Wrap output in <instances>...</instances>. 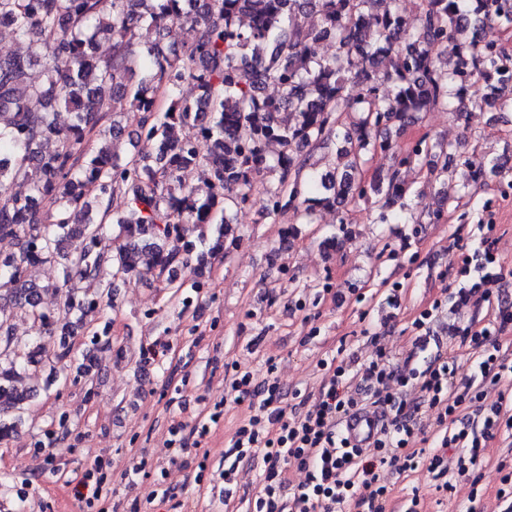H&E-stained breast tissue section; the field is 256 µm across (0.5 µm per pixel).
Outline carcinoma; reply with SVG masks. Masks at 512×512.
<instances>
[{
    "instance_id": "1",
    "label": "carcinoma",
    "mask_w": 512,
    "mask_h": 512,
    "mask_svg": "<svg viewBox=\"0 0 512 512\" xmlns=\"http://www.w3.org/2000/svg\"><path fill=\"white\" fill-rule=\"evenodd\" d=\"M420 6V23L408 32L397 0H0V18L35 44L26 58L0 53L1 444L15 437L34 397L17 386L20 376L71 358L86 314L113 298L118 283L163 277L182 288L186 273L224 251L231 212L250 201L255 176L279 171L268 212L301 199L308 219L315 205L364 195L358 166L369 149L392 147L391 126L438 107L462 118L476 78L492 91L512 84V51L496 36L512 27V0ZM159 17L191 25L193 40L143 38ZM328 39L336 55L313 57L311 44ZM103 40L111 42L107 56L97 52ZM437 48L445 67L431 54ZM360 77L361 95L346 96V82ZM188 81L199 91L194 101L179 96ZM267 86L280 95H263ZM470 104L512 107L492 93ZM61 108L70 113L66 126L56 121ZM117 111L133 114L137 137L155 151H115L124 132L111 119ZM273 142L283 151L271 165ZM333 145L350 157L347 168L303 176L309 152ZM412 154L439 178L450 165L463 170L464 190L485 175L451 143L420 142ZM31 169L39 172L34 182ZM187 169L201 170L205 194L182 180ZM370 190L378 222L401 218L408 188L398 171L375 177ZM120 191L127 212L115 218L111 201ZM72 237L84 240L81 251L66 249ZM47 263L60 269L56 283L29 279V268ZM83 282L97 292L78 287ZM49 290L62 297L55 309L42 305ZM16 319L40 335L23 351Z\"/></svg>"
}]
</instances>
